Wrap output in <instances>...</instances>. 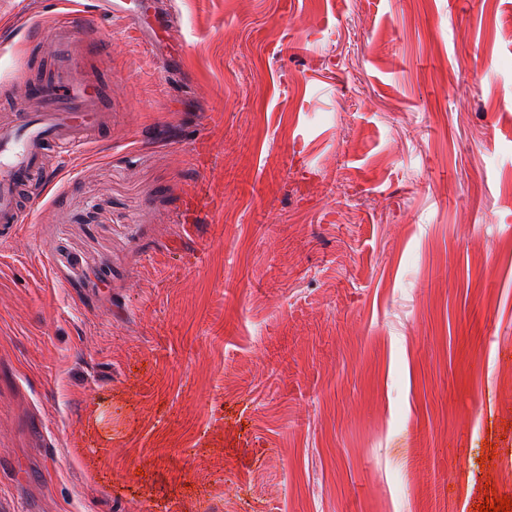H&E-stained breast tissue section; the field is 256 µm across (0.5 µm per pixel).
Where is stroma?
<instances>
[{"label": "stroma", "mask_w": 512, "mask_h": 512, "mask_svg": "<svg viewBox=\"0 0 512 512\" xmlns=\"http://www.w3.org/2000/svg\"><path fill=\"white\" fill-rule=\"evenodd\" d=\"M171 8L0 240V512L512 500V0Z\"/></svg>", "instance_id": "35a3bbf8"}]
</instances>
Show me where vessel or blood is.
Wrapping results in <instances>:
<instances>
[{
    "label": "vessel or blood",
    "mask_w": 512,
    "mask_h": 512,
    "mask_svg": "<svg viewBox=\"0 0 512 512\" xmlns=\"http://www.w3.org/2000/svg\"><path fill=\"white\" fill-rule=\"evenodd\" d=\"M125 19L140 32L126 0H60L53 28L41 40L48 70L0 114V238L23 223L27 206L39 203L60 171L47 168L81 152L94 132L110 120L104 88L87 66L82 40L108 17Z\"/></svg>",
    "instance_id": "obj_1"
}]
</instances>
